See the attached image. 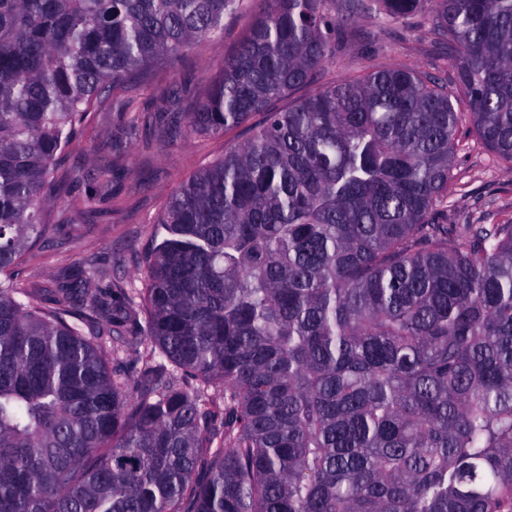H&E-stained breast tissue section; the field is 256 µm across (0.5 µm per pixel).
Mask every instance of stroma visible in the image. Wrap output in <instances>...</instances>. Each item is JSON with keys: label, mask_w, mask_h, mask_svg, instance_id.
Segmentation results:
<instances>
[{"label": "stroma", "mask_w": 512, "mask_h": 512, "mask_svg": "<svg viewBox=\"0 0 512 512\" xmlns=\"http://www.w3.org/2000/svg\"><path fill=\"white\" fill-rule=\"evenodd\" d=\"M252 20L245 12L229 19L224 36L202 44L176 62L161 60L148 70V82L132 80L127 95L138 106L160 109L163 96L182 90V107L193 111L219 74L224 56ZM387 67H410L438 77L454 90L457 72L447 45L437 41L427 9L377 34L369 16L357 15L336 59L325 64L318 82L328 85L341 78H358ZM242 126L221 136L205 133L169 135L159 127L129 125L126 114L103 104L90 114L75 145L64 155L61 172H78L68 193L55 197L46 211L59 225L56 238L29 249L21 275L34 303L53 304L52 290L64 269L94 261L101 284L118 282L143 290V256L154 242L156 221L173 189L224 154L229 143L248 139ZM454 191L448 208L436 212L442 224H503L512 220V170L482 144L470 126L459 131L454 166ZM94 195L93 212L80 206Z\"/></svg>", "instance_id": "35a3bbf8"}]
</instances>
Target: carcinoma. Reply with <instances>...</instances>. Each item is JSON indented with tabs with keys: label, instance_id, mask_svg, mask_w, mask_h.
I'll list each match as a JSON object with an SVG mask.
<instances>
[{
	"label": "carcinoma",
	"instance_id": "cac0c4a2",
	"mask_svg": "<svg viewBox=\"0 0 512 512\" xmlns=\"http://www.w3.org/2000/svg\"><path fill=\"white\" fill-rule=\"evenodd\" d=\"M427 3L458 71H373L275 103L354 15ZM253 22L187 133L242 144L174 189L145 294L16 298L88 112ZM512 168V0H0V512H512V222L433 224L460 125ZM153 362L110 369L138 308ZM220 387L215 424L209 387Z\"/></svg>",
	"mask_w": 512,
	"mask_h": 512
}]
</instances>
